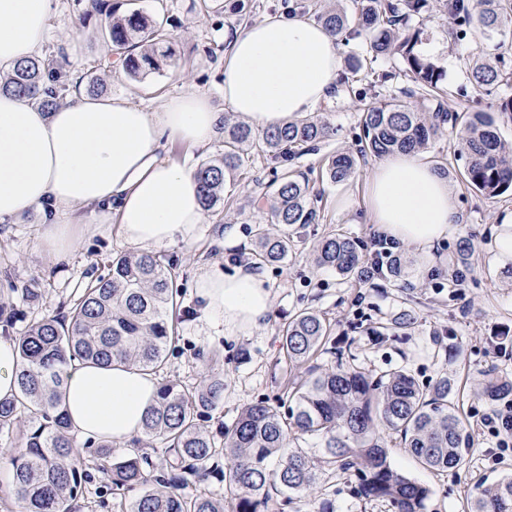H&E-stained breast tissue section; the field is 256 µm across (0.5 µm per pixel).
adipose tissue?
Returning <instances> with one entry per match:
<instances>
[{
	"label": "adipose tissue",
	"mask_w": 512,
	"mask_h": 512,
	"mask_svg": "<svg viewBox=\"0 0 512 512\" xmlns=\"http://www.w3.org/2000/svg\"><path fill=\"white\" fill-rule=\"evenodd\" d=\"M54 0H0V71L37 56L48 37ZM341 42L306 15H277L234 31L224 56V102L253 128L268 131L326 102L341 72ZM224 114L211 96L189 86L154 110L71 83L52 112L0 92V223L38 211L41 243L55 261L81 244L85 208L116 224L122 240L145 251L192 246L207 222L191 164L165 157L169 145L208 148ZM366 206L379 232L423 255L458 233L461 217L446 177L424 156L396 152L374 166ZM203 317L226 332L267 325L273 294L253 269L227 274L211 266L197 276ZM153 373L120 362H72L64 403L74 433L121 443L142 434L157 399Z\"/></svg>",
	"instance_id": "ef3b65f1"
}]
</instances>
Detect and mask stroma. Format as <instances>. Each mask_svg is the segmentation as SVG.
I'll use <instances>...</instances> for the list:
<instances>
[{
    "label": "stroma",
    "instance_id": "35a3bbf8",
    "mask_svg": "<svg viewBox=\"0 0 512 512\" xmlns=\"http://www.w3.org/2000/svg\"><path fill=\"white\" fill-rule=\"evenodd\" d=\"M138 8L166 19L174 49V63L143 79L107 66L108 45L102 36L103 17H84V0H55L50 18L51 36L44 52L53 53L61 72L73 76L97 93L154 109L168 96L193 85L207 91L216 106H223L220 75L227 44L225 33L267 15L283 12L282 0H138ZM419 53L441 69L448 94L446 108L470 107L495 112L501 100L512 99V82L496 86L491 94L471 91L469 62L476 56H504L512 63V28L487 40L475 37L457 42L448 37V18L436 14L422 26ZM404 73L384 87L365 89L363 82L341 85L335 101L321 105L316 114L334 128L332 138L317 150L296 157L293 165L308 175L320 192L319 223L298 228L287 262L262 267L273 293L268 324L249 335L228 336L223 326L208 325L202 318L195 277L205 265L216 263L233 272L249 263L256 225L271 221L268 206L252 207L248 198L271 193L275 165L254 156L244 173L228 180L224 195L208 211L196 244L158 249L163 263L172 265L179 287L175 324L177 342L167 356L159 378L189 387L197 386L209 370L224 374V401L202 420L214 437H221L247 404L275 401L285 385L299 382L304 369L288 362L280 349V329L289 317L304 308L319 310L330 321L336 346L351 350L369 373L395 368L409 371L423 385L447 377L451 399L468 417L471 443L462 462L445 472L419 466L399 438L388 440L391 463L431 489L427 512H463L466 501L482 481L512 474V447L500 448L481 424L484 414L498 409L477 388L478 371L492 368L512 378V273L493 265L491 254L500 232V218L512 211V193L486 199L468 190L457 177L462 162L454 153L455 133L444 132L432 140L427 156L438 165L453 187L462 216L460 233L437 245L432 259L405 249L409 262L405 280H374L358 284L336 272H312V251L323 236L343 232L370 252L378 232L365 210L367 178L376 162L368 157L356 175L343 184L322 181L321 169L336 149L354 146L359 134V110L383 99H401L417 112L434 110V102L413 92ZM39 213L25 215L20 223L0 224V291L10 292L13 304L11 335H21L38 320L59 315L95 278L105 274L113 257L128 252L114 224L95 225L68 262L55 264L40 245ZM472 241L476 251L468 266L457 261L460 245ZM39 288L42 297L32 303L23 297L26 286ZM409 310L414 323L404 333L370 336L366 330L387 323ZM84 459V496L81 512H119L120 504L137 497V490L113 494L100 469L97 444L77 441ZM332 505L334 512H389L382 501L358 498L349 480L336 477L324 494H306L288 507L273 504L269 512H312L315 504Z\"/></svg>",
    "mask_w": 512,
    "mask_h": 512
}]
</instances>
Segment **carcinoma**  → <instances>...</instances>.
<instances>
[{
    "label": "carcinoma",
    "mask_w": 512,
    "mask_h": 512,
    "mask_svg": "<svg viewBox=\"0 0 512 512\" xmlns=\"http://www.w3.org/2000/svg\"><path fill=\"white\" fill-rule=\"evenodd\" d=\"M92 2L93 10L105 16V35L128 76L143 79L170 64L172 50L163 23L136 8L120 14L111 0ZM436 8L448 15V33L454 39L469 33L491 38L512 26V0H361L353 22L336 8L321 9L317 20L346 34L348 41L366 43L367 51L352 57L348 68L354 75L365 73L370 86L395 78L393 72L373 69V62L385 58L409 75L417 90L437 95L442 75L415 51L419 30L410 25L414 19H429ZM508 79L512 71L500 57L493 64L477 61L471 66V85L478 94L488 95ZM0 90L35 99L50 111L63 99L67 81L57 68L35 58L1 77ZM447 125L458 138L461 182L488 199L512 191V142L501 137L491 113L450 111L440 103L432 112H415L396 98L360 113L357 148L331 155L321 177L334 184L346 182L367 156L421 151ZM331 133L318 118L298 119L265 132L258 146L249 124L224 120L221 159L205 161L196 170L206 208L221 200L226 180L247 165L254 148L280 165L270 212L281 230L257 225L252 263H284L292 250L290 231L318 223L309 178L286 162L315 149ZM315 267L357 278L368 274L357 242L340 233L318 243ZM177 297L170 268L153 253L131 251L112 259L107 273L84 288L66 315L37 321L16 339L17 393L0 400V431L19 432L21 448L11 464L21 512H80L83 461L62 407L65 366L73 359L100 365L120 361L159 372L176 339L172 312ZM410 325L411 314L405 311L375 335ZM331 333V323L310 308L285 323L281 349L290 362L307 366V379L274 403L257 401L243 408L219 441L204 429L201 418L224 400L223 374L212 373L193 388L160 383L159 399L145 415L143 435L171 452L168 484H183L189 476L203 482L212 463L222 457L224 495H185L154 487L142 457L114 459L112 444L105 443L98 456L112 489H140L128 512H226L228 504L232 512H267L278 498L288 504L312 490L328 470L354 479L359 497L385 501L392 512H426L430 488L392 466L386 442L398 435L421 465L435 471L460 463L470 445V423L448 400V379L425 388L403 369L373 376L341 349L336 350V364L322 367L317 355ZM478 382L493 400L512 395V383L499 380L491 369L478 372ZM310 439L320 442V454L303 447ZM468 512H512V475L479 485Z\"/></svg>",
    "instance_id": "1"
}]
</instances>
